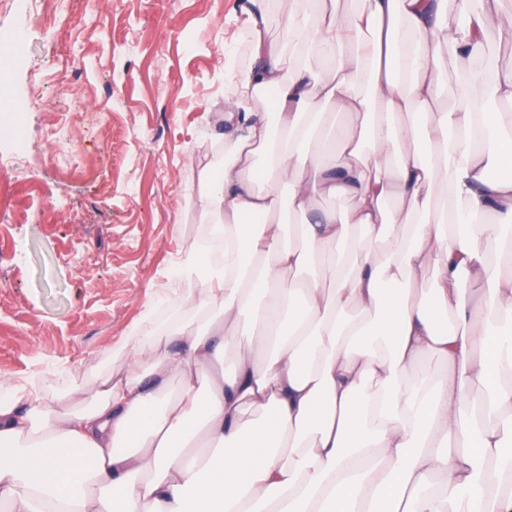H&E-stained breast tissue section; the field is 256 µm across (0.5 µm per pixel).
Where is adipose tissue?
<instances>
[{
    "label": "adipose tissue",
    "instance_id": "ef3b65f1",
    "mask_svg": "<svg viewBox=\"0 0 512 512\" xmlns=\"http://www.w3.org/2000/svg\"><path fill=\"white\" fill-rule=\"evenodd\" d=\"M337 2L273 36L271 0H237L250 62L199 196L224 257L187 244L178 312L69 408L0 378V512H512V274L484 250L512 255V181L486 176L512 137L479 146L512 70L440 83L503 0ZM477 213L497 219L457 237ZM432 356L445 372L409 382Z\"/></svg>",
    "mask_w": 512,
    "mask_h": 512
}]
</instances>
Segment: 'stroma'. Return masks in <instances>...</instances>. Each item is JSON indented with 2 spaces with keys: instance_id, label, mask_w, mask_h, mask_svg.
<instances>
[{
  "instance_id": "obj_1",
  "label": "stroma",
  "mask_w": 512,
  "mask_h": 512,
  "mask_svg": "<svg viewBox=\"0 0 512 512\" xmlns=\"http://www.w3.org/2000/svg\"><path fill=\"white\" fill-rule=\"evenodd\" d=\"M233 2L0 0V44H27L10 99L25 140H0V375L65 392L173 287L212 220L197 198L224 144V74L247 62ZM483 56L512 69V0ZM60 114L71 139L50 136Z\"/></svg>"
}]
</instances>
